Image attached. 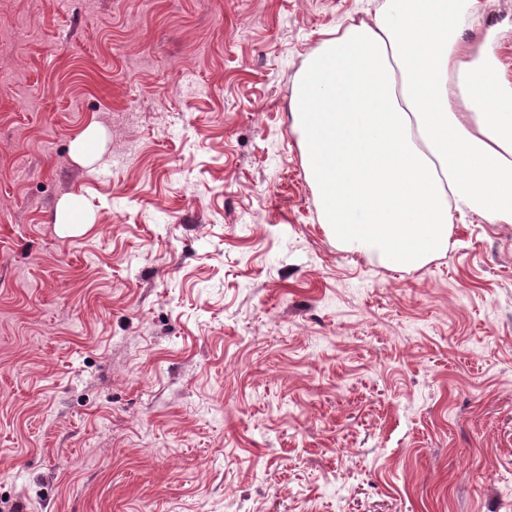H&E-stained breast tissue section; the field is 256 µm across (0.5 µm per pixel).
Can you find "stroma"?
Returning a JSON list of instances; mask_svg holds the SVG:
<instances>
[{"mask_svg":"<svg viewBox=\"0 0 512 512\" xmlns=\"http://www.w3.org/2000/svg\"><path fill=\"white\" fill-rule=\"evenodd\" d=\"M384 6L0 0V512H512V223L394 270L303 168L295 79Z\"/></svg>","mask_w":512,"mask_h":512,"instance_id":"obj_1","label":"stroma"}]
</instances>
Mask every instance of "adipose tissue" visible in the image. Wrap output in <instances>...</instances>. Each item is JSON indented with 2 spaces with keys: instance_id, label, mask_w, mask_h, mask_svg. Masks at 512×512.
Masks as SVG:
<instances>
[{
  "instance_id": "adipose-tissue-1",
  "label": "adipose tissue",
  "mask_w": 512,
  "mask_h": 512,
  "mask_svg": "<svg viewBox=\"0 0 512 512\" xmlns=\"http://www.w3.org/2000/svg\"><path fill=\"white\" fill-rule=\"evenodd\" d=\"M481 0H386L295 81L304 166L337 245L395 268L447 251L456 217L512 223V83L497 36L463 57ZM474 112H459V103Z\"/></svg>"
}]
</instances>
